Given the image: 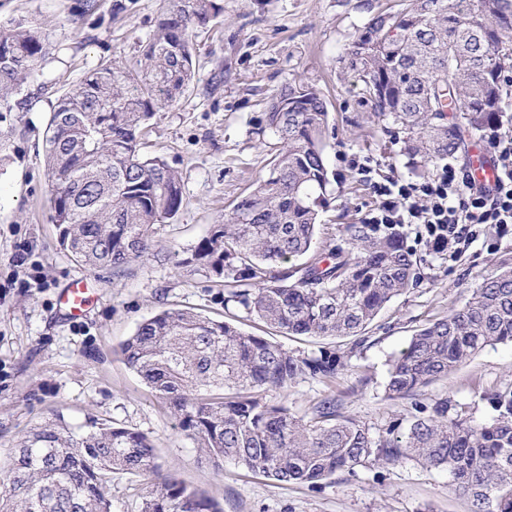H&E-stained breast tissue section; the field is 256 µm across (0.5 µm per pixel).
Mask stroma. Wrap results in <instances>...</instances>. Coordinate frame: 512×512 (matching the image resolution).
<instances>
[{
    "label": "stroma",
    "mask_w": 512,
    "mask_h": 512,
    "mask_svg": "<svg viewBox=\"0 0 512 512\" xmlns=\"http://www.w3.org/2000/svg\"><path fill=\"white\" fill-rule=\"evenodd\" d=\"M115 2L99 0L106 21L97 26L80 17L79 0H0L1 21H35L52 41L49 57L13 91L15 108L0 122V465L33 426L59 421L76 427L93 419L144 434L158 471L176 474L221 512H471L447 472L413 459L340 473L316 489L231 463L215 466L120 351L143 320L168 307L223 318L224 281L193 254L235 200L266 176L270 154L257 131L268 101L286 83L322 89L328 109L331 183L314 251L341 243L346 225L363 223L375 205L368 184L350 167L354 158L375 161L376 181H421L401 150V131L378 120L361 79L342 61L373 14L411 0H217L221 13L192 33V84L174 106L155 112L142 146L143 154L162 158L178 173L183 206L157 225L150 256L119 277L60 250L44 168V133L57 97L101 60L137 65L162 6V0H131L116 14ZM421 230L418 224L403 229L420 261L417 286L385 307L363 342L284 335L235 308L243 331L266 334L288 351L307 355L325 346L352 352L336 377H300L288 390L268 391V401L307 420L321 400L332 398L343 418L376 434L409 417L415 402L443 395L474 419L491 417L481 395L512 386L511 343L486 347L416 397L384 395L389 362L414 331L461 308L497 265L512 264V232L479 237L451 260L430 251ZM30 277L38 287H22ZM77 277L84 278L93 307L87 316L68 318L59 296Z\"/></svg>",
    "instance_id": "obj_1"
}]
</instances>
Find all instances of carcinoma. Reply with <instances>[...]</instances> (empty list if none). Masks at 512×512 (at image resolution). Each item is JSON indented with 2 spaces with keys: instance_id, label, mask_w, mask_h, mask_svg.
Here are the masks:
<instances>
[{
  "instance_id": "obj_1",
  "label": "carcinoma",
  "mask_w": 512,
  "mask_h": 512,
  "mask_svg": "<svg viewBox=\"0 0 512 512\" xmlns=\"http://www.w3.org/2000/svg\"><path fill=\"white\" fill-rule=\"evenodd\" d=\"M216 0H165L144 46L141 68L102 62L52 105L45 166L61 250L119 276L148 255L155 225L183 203L176 172L140 152L158 109L179 101L195 75L194 28L217 16ZM512 0H424L373 15L345 66L359 74L378 116L405 134L412 165L455 156L465 137L496 120L501 74L512 60ZM494 30L487 40L477 30ZM51 49L48 33L19 20L0 24V120L8 97ZM500 63L482 75V60ZM463 113L459 122L457 113ZM326 101L308 84L270 99L265 127L279 145L270 172L243 195L195 250L224 279V306L236 304L288 336H360L420 278L399 234L349 224L343 243L316 254L297 280L271 265L306 255L326 204ZM512 342V267L483 279L468 302L415 331L390 364L388 399L416 395L488 345ZM127 365L178 418L180 430L219 466L229 460L276 480L318 488L338 473L414 459L444 469L472 512H512V387L481 395L493 410L477 421L447 397L375 435L343 418L332 400L305 422L262 392L303 375L332 378L335 350L295 355L230 320L167 308L122 344ZM143 434L91 423L82 432L47 422L14 447L0 475V512H112V478L154 471ZM140 512H221L213 499L172 474L147 482Z\"/></svg>"
}]
</instances>
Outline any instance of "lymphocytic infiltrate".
Here are the masks:
<instances>
[{
    "label": "lymphocytic infiltrate",
    "mask_w": 512,
    "mask_h": 512,
    "mask_svg": "<svg viewBox=\"0 0 512 512\" xmlns=\"http://www.w3.org/2000/svg\"><path fill=\"white\" fill-rule=\"evenodd\" d=\"M487 142L498 172L490 189L478 186L468 169L447 163L434 164L427 179L412 184L374 181L369 162H354V169L369 180L377 199L369 223L391 230L423 225L426 246L452 259L478 237L482 225L494 226L499 235L512 231V136L493 130Z\"/></svg>",
    "instance_id": "lymphocytic-infiltrate-1"
}]
</instances>
